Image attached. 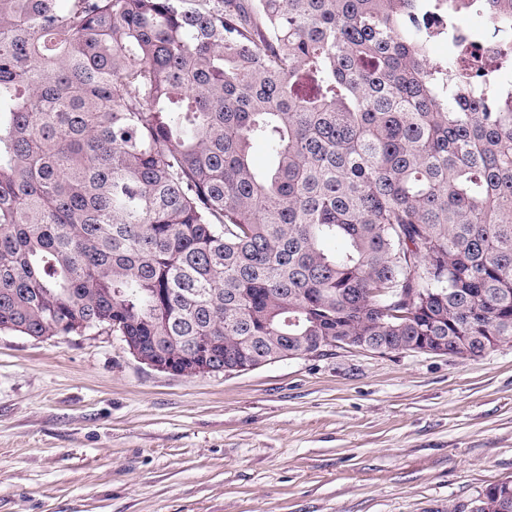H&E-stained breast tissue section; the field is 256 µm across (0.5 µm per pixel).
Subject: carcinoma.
<instances>
[{
  "mask_svg": "<svg viewBox=\"0 0 512 512\" xmlns=\"http://www.w3.org/2000/svg\"><path fill=\"white\" fill-rule=\"evenodd\" d=\"M463 10L512 35V0H0V331L182 370L511 341L512 83L459 68Z\"/></svg>",
  "mask_w": 512,
  "mask_h": 512,
  "instance_id": "1",
  "label": "carcinoma"
}]
</instances>
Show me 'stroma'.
<instances>
[{"mask_svg": "<svg viewBox=\"0 0 512 512\" xmlns=\"http://www.w3.org/2000/svg\"><path fill=\"white\" fill-rule=\"evenodd\" d=\"M512 479V341L176 376L0 332V512H468Z\"/></svg>", "mask_w": 512, "mask_h": 512, "instance_id": "35a3bbf8", "label": "stroma"}]
</instances>
